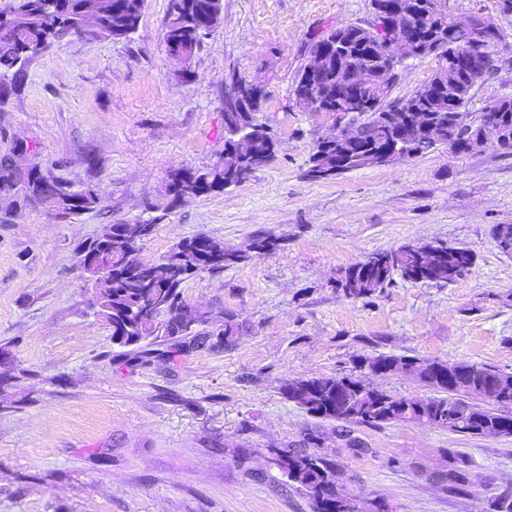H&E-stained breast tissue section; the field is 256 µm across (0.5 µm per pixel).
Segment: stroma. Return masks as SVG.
Segmentation results:
<instances>
[{"instance_id":"1","label":"stroma","mask_w":512,"mask_h":512,"mask_svg":"<svg viewBox=\"0 0 512 512\" xmlns=\"http://www.w3.org/2000/svg\"><path fill=\"white\" fill-rule=\"evenodd\" d=\"M169 9L170 0H145L131 38L66 36L20 84L0 86V152L32 140L43 168L102 195L78 217L10 212L0 200V512H314L270 454L312 437L360 501L390 512H489L512 486V435L322 420L282 386L357 375L398 397H432L415 378L359 370L360 357L378 354L512 373V255L495 236L512 224V155L441 145L310 179L309 157L334 119L296 104V74L326 29L370 21L371 0H224L190 80L166 48ZM448 12L485 17L505 35L500 69L477 86L471 111L512 96V13L498 0H448ZM235 79L263 88L257 118L276 141L273 159L242 184L171 204L170 170H204L223 156ZM139 221L156 224L140 244L146 262L200 233L237 250L261 233L278 240L181 287L205 330L234 320L229 343L159 342L144 362L117 355L74 249L104 225ZM407 242L465 248L474 263L447 284L397 275L368 298L338 288L350 266ZM452 450L473 464L465 497L446 489Z\"/></svg>"}]
</instances>
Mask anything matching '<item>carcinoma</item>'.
<instances>
[{
    "instance_id": "cac0c4a2",
    "label": "carcinoma",
    "mask_w": 512,
    "mask_h": 512,
    "mask_svg": "<svg viewBox=\"0 0 512 512\" xmlns=\"http://www.w3.org/2000/svg\"><path fill=\"white\" fill-rule=\"evenodd\" d=\"M108 10L97 9L98 0H12L0 10V81L17 83L24 77L27 63L46 50L63 35L93 18L100 36L122 39L134 34L141 20L145 0H106ZM397 0H372L374 19L370 24H350L333 28L321 37L325 44L344 41L348 54L340 56L333 70L326 72L325 82L347 84L358 90L371 102L368 114L351 118L349 138L354 151H376L397 139L405 142L403 158L415 159L432 152L437 143L418 134L411 127L400 133L386 130L381 116L397 113L412 106L428 121L444 125V144L456 154L470 153L472 138L484 134L487 143L497 150L512 155V97H491L484 101L478 117L471 123L463 120L464 113L474 97L478 82L496 73L490 53L502 42L503 35L492 24L487 28L483 48L474 49L481 65L478 71L457 62L459 35L456 24L448 14L447 0H414L410 36L419 55H434L438 59L435 74H445L448 82L435 83L430 78L410 95L392 100L393 80L383 79L365 88L350 83L351 70L364 67L378 74L390 64L388 49L378 39L384 25L393 20L392 7ZM217 7L213 0H170L166 41L175 42L189 51L192 58L200 50L202 41L197 27L208 12ZM244 126L256 137L254 153L272 158L275 141L253 115L246 116ZM336 130L320 137L309 158V177L317 180L334 179L362 168V162L350 160L340 168L328 167L316 159L327 140ZM36 153L30 144L21 150L17 143L0 156V196L13 199L19 207L38 204L63 215L81 216L97 209L100 191L93 185L76 188L50 172L31 163L29 156ZM253 168L249 158L230 150L224 142V156L205 171L176 169L169 175L170 205L187 198L233 186V179L250 176ZM140 224H109L93 239H87L76 248L77 266L85 281L91 284L97 296L95 315L112 328V346L124 356L141 359L149 352L143 344L191 337L207 340L211 334L195 331L181 324L183 302L181 286L191 276L201 272L220 273L224 269L246 262L250 255L224 247V242L205 234H197L180 241L160 261L144 262L138 258ZM428 245L410 249L402 244L384 253L369 257L349 267L339 286L352 291L355 298H367L385 288L398 274L409 281L450 283L472 264L468 250L446 251L441 271L432 277L421 278L418 268L421 254ZM378 362L396 366V370L413 375L437 392L430 398L397 397L374 389L362 379L352 376H322L298 379L284 386L288 400L295 402L311 415L324 420L339 419L336 388L340 387L359 399L349 412L350 423L368 425L416 423L422 419L440 421L438 428L456 434L479 436L495 424L512 421L502 414V408L512 406V385L487 397L488 379L502 371L487 365L460 361L454 368L461 375L448 380L443 372L448 363L416 358L379 354L365 357L359 369L372 370ZM275 464L288 480L303 491L314 505L315 512H353L347 500H336V489L342 488L336 479V464L321 448L274 452ZM449 465L455 468V477L448 481V491L466 495L473 486L472 462L460 452H448ZM492 512H512V490L504 489L491 501Z\"/></svg>"
}]
</instances>
